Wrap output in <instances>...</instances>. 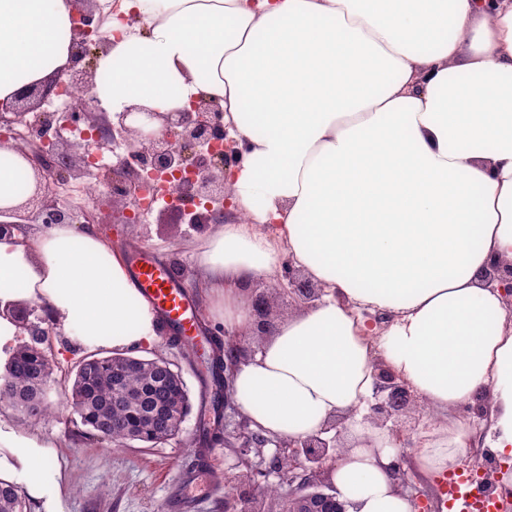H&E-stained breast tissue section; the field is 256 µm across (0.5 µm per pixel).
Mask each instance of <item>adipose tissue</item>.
Here are the masks:
<instances>
[{"mask_svg": "<svg viewBox=\"0 0 512 512\" xmlns=\"http://www.w3.org/2000/svg\"><path fill=\"white\" fill-rule=\"evenodd\" d=\"M137 24L98 56L106 109L211 97L243 151L231 214L195 255L211 316L249 332L246 285L282 257L323 296L276 323L232 383L252 430L300 439L343 419L328 477L348 512H413L389 474L400 446L364 419L376 370L436 410L420 471L472 444L464 408L489 403L484 445L512 499V315L484 275L512 263V0H119ZM73 0H0V100L71 64ZM34 184L0 148V205ZM273 232H266V225ZM39 303L76 348H151L158 319L96 227L0 236V361ZM0 479L64 512L52 440L0 421Z\"/></svg>", "mask_w": 512, "mask_h": 512, "instance_id": "adipose-tissue-1", "label": "adipose tissue"}]
</instances>
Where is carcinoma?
<instances>
[{
    "mask_svg": "<svg viewBox=\"0 0 512 512\" xmlns=\"http://www.w3.org/2000/svg\"><path fill=\"white\" fill-rule=\"evenodd\" d=\"M17 318L28 326L29 340L18 345L0 376V403L11 406L25 422L48 414L47 392L54 365L44 350L49 322L46 311L28 307ZM203 372L213 380L212 406L223 408L224 355L202 356ZM70 398L82 407L75 436L81 444L119 445L136 440L160 444L182 426L190 412L187 386L170 364L125 353L84 359L76 368ZM18 490L0 482V512H25Z\"/></svg>",
    "mask_w": 512,
    "mask_h": 512,
    "instance_id": "1",
    "label": "carcinoma"
}]
</instances>
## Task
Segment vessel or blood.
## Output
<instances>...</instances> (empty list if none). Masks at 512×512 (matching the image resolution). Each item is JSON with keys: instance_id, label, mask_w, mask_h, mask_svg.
Returning <instances> with one entry per match:
<instances>
[{"instance_id": "b4317fda", "label": "vessel or blood", "mask_w": 512, "mask_h": 512, "mask_svg": "<svg viewBox=\"0 0 512 512\" xmlns=\"http://www.w3.org/2000/svg\"><path fill=\"white\" fill-rule=\"evenodd\" d=\"M132 268L136 288L161 316L167 331L186 338L194 337L200 314L192 304L187 288L174 272L145 252L136 253ZM211 456V449L196 450L193 466L180 473L183 486H192L203 476L214 483L221 481V474L211 466ZM438 490L448 512H501L496 498L480 489L470 471L457 469L441 474Z\"/></svg>"}]
</instances>
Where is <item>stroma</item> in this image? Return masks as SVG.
Segmentation results:
<instances>
[{
  "label": "stroma",
  "mask_w": 512,
  "mask_h": 512,
  "mask_svg": "<svg viewBox=\"0 0 512 512\" xmlns=\"http://www.w3.org/2000/svg\"><path fill=\"white\" fill-rule=\"evenodd\" d=\"M99 231L118 249L134 242L165 262L179 263L184 285L192 293L198 310H205L207 299L197 284L194 267V250L202 236L200 229L187 224H160L151 214L145 223L133 227L103 224ZM47 348L57 366L49 395L50 415L34 424L20 422L13 411L0 414V419L19 435L37 430L58 442L57 453L66 472V512H171L170 502L183 493L191 500L187 512H239V479L245 467L237 449L224 447L220 442L214 445L213 465L223 477L219 486L202 480L187 492L177 482L179 472L192 466L194 450L201 445L196 408L202 403L204 379L198 363L185 350L162 336L147 352L148 357L170 363L187 385L193 410L180 433L153 447L139 442L115 447L74 443L71 431L77 418L67 406V389L70 376L86 353L75 348L58 326L50 331Z\"/></svg>",
  "instance_id": "35a3bbf8"
}]
</instances>
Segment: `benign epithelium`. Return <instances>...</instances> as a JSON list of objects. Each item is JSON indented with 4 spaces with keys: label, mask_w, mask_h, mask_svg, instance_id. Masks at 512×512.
Segmentation results:
<instances>
[{
    "label": "benign epithelium",
    "mask_w": 512,
    "mask_h": 512,
    "mask_svg": "<svg viewBox=\"0 0 512 512\" xmlns=\"http://www.w3.org/2000/svg\"><path fill=\"white\" fill-rule=\"evenodd\" d=\"M79 8L71 30L74 66L64 74L40 84L30 85L7 101H0V147L14 148L32 166L35 185L28 198L16 206H0V235L21 230L27 224H140L144 217L140 197L143 191L160 192L173 202L157 211V223L174 214L179 224L206 228L224 223L229 209L226 174L230 165L240 162L242 151L228 138L224 110L210 99H199L190 107L160 112L131 105L118 112H97L96 97L85 109L70 112L50 111L53 96L63 81L92 90V60L107 45L101 33V20L95 17L93 0H78ZM75 127L85 130V148L73 147L65 131ZM123 148L117 163L103 168L105 191L93 209L63 206L59 189L80 174H93L87 155L114 147ZM287 287L283 294L294 303L318 300L323 289L295 272L293 264L284 268ZM489 286L508 284L505 296L512 298V264L493 263L485 273ZM253 333L271 332L269 319L271 296L266 289H255L249 299ZM250 357V351L234 338L225 340L224 407L230 406V390L236 366ZM413 394L404 381L384 368H378L376 402L370 418L393 421L408 413ZM272 444L282 451L274 470L288 484L286 503L296 504L294 512H347L335 487L323 486L326 461L337 460L332 450L336 441L320 434L298 440H271L250 429L246 419L224 431V445L245 456L252 448ZM246 512H265L263 500L255 494L260 486L259 469L247 465Z\"/></svg>",
    "instance_id": "1"
}]
</instances>
